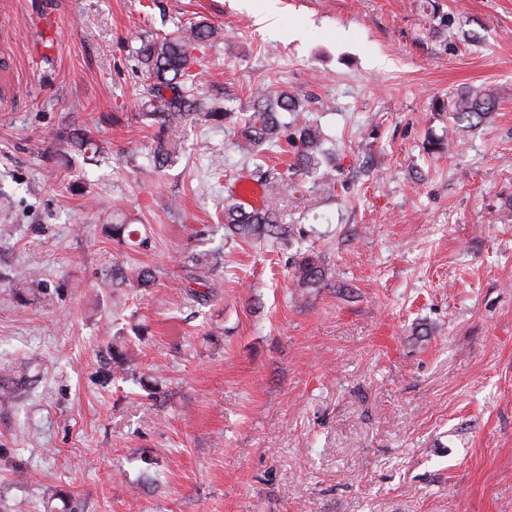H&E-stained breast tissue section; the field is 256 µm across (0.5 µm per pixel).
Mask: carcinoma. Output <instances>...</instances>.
I'll list each match as a JSON object with an SVG mask.
<instances>
[{"label": "carcinoma", "mask_w": 512, "mask_h": 512, "mask_svg": "<svg viewBox=\"0 0 512 512\" xmlns=\"http://www.w3.org/2000/svg\"><path fill=\"white\" fill-rule=\"evenodd\" d=\"M220 29L203 20L185 24L176 35L162 37H135L139 42L136 56L142 73L150 82V97L144 103L146 111L136 118L152 120L159 125V135L153 150V165L161 169L177 156L179 147L173 138H164L166 130L176 131L180 127L198 121L214 125L229 123L235 111L200 94L203 86V71L195 67L194 52L202 51L213 44ZM496 103L484 90L472 88L457 96L453 103V118L458 122L482 121L494 111ZM303 108L297 95L280 87L273 88L263 83L251 92L250 107L236 132L235 147L249 160H255L263 147L287 143L294 153L293 164L278 169L256 165L258 182L266 193V204L261 209H248L238 201L235 193L224 200V237L240 239L250 243H261L271 239L287 241L293 234V226L283 223L280 213L281 198L300 191L303 182L311 178L319 193L336 196V166H327L326 134L322 127L302 115ZM291 113V120H282V114ZM63 144L80 152L95 153L99 144L87 129H73L62 139ZM211 261L207 256L195 257L185 267L187 278L195 284L188 298L201 296L199 289L209 287ZM112 277L120 281L134 282L145 288L154 279V271L138 267L128 272L121 267H112ZM323 278L317 257H302L295 267L293 283L306 291L320 287Z\"/></svg>", "instance_id": "obj_1"}]
</instances>
